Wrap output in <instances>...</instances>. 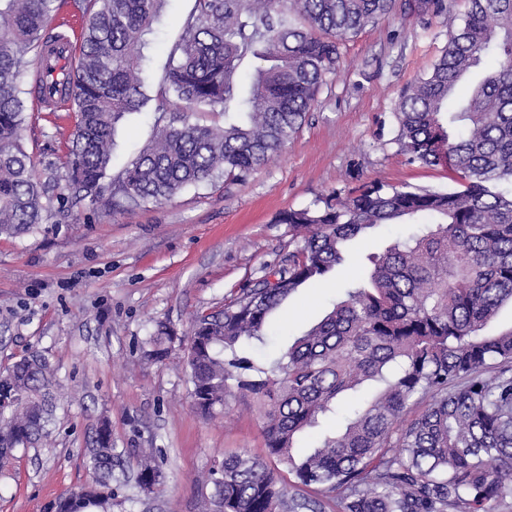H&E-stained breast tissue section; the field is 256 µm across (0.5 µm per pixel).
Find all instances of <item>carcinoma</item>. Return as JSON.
I'll use <instances>...</instances> for the list:
<instances>
[{"instance_id": "carcinoma-1", "label": "carcinoma", "mask_w": 512, "mask_h": 512, "mask_svg": "<svg viewBox=\"0 0 512 512\" xmlns=\"http://www.w3.org/2000/svg\"><path fill=\"white\" fill-rule=\"evenodd\" d=\"M56 0H0V236L43 223L52 209L24 148L22 83L41 61ZM162 0H92L82 51L62 83L77 124L65 167L78 196L93 201L111 179L112 206L172 200L217 173L243 182L266 166L305 123L317 93L340 68L345 38L398 9L437 16L443 0H195L153 95L139 68L144 36ZM264 62L235 110L239 67ZM478 74L466 96L457 88ZM151 106L152 140L110 178L118 122ZM224 112V127L192 121ZM397 142L410 163L444 166L443 190L364 183L277 223L299 240L275 267L195 317L185 362L194 407L209 415L232 389L263 406L268 458L224 457L212 473L224 512H502L512 503V328L485 327L512 304V0H468L464 25L429 74L403 91ZM379 224L420 229L367 255L365 284L348 288L319 322L288 344L270 369L240 351L260 340L270 316L305 284L343 260L344 245ZM160 324L150 356L173 342ZM51 370L30 354L0 376V448L38 444L53 421ZM334 417L341 428L303 456L297 436ZM109 423L89 472L112 471ZM142 465L138 484L161 482ZM94 480L57 501V512L102 506L112 491Z\"/></svg>"}]
</instances>
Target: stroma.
Returning <instances> with one entry per match:
<instances>
[{
    "label": "stroma",
    "instance_id": "stroma-1",
    "mask_svg": "<svg viewBox=\"0 0 512 512\" xmlns=\"http://www.w3.org/2000/svg\"><path fill=\"white\" fill-rule=\"evenodd\" d=\"M444 3L440 16L396 12L347 38L341 70L327 77L303 127L246 181L217 176L170 202L128 210L113 208L108 192L97 201L69 200L31 233L0 237V372L42 354L53 370L56 403L43 445L15 450L11 466L0 469V512H48L60 495L90 483L85 461L105 416L116 452L112 498L89 512H208L210 475L225 455H264L256 399L237 391L212 416L199 415L179 341L159 361L149 356L147 339L160 323L186 336L195 316L220 310L230 290L279 262L291 239L276 221L281 212L373 181L451 186L447 168L407 163L396 141L404 87L430 70L449 30L464 23L466 0ZM193 5L165 0L143 51L149 88L164 75ZM24 102L23 144L41 179L66 192L76 114L49 111L29 95ZM153 122L148 109L121 122L113 171L150 141ZM407 231L378 225L351 242L341 265L273 315L274 337L252 353L255 365L270 367L332 307L339 289L362 279L365 245L382 248ZM146 453L164 475L152 493L136 480Z\"/></svg>",
    "mask_w": 512,
    "mask_h": 512
}]
</instances>
